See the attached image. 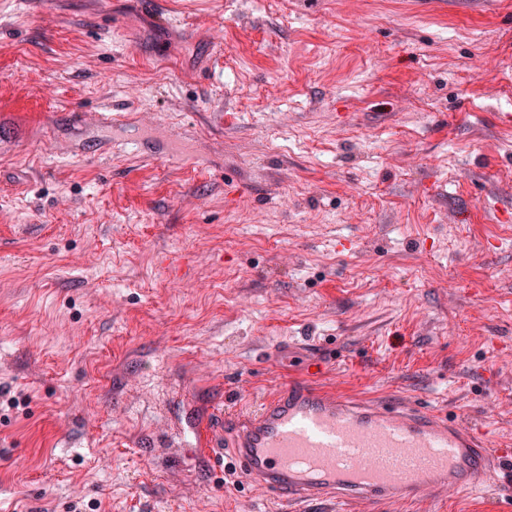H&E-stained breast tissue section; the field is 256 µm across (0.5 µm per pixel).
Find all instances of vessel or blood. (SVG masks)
<instances>
[{
	"instance_id": "obj_1",
	"label": "vessel or blood",
	"mask_w": 512,
	"mask_h": 512,
	"mask_svg": "<svg viewBox=\"0 0 512 512\" xmlns=\"http://www.w3.org/2000/svg\"><path fill=\"white\" fill-rule=\"evenodd\" d=\"M118 127L120 112H78ZM183 447L240 472L267 495L343 502L412 499L494 474L497 451L459 421L407 403L360 400L288 385L246 411L207 406L189 416Z\"/></svg>"
}]
</instances>
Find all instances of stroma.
I'll use <instances>...</instances> for the list:
<instances>
[{
	"label": "stroma",
	"instance_id": "1",
	"mask_svg": "<svg viewBox=\"0 0 512 512\" xmlns=\"http://www.w3.org/2000/svg\"><path fill=\"white\" fill-rule=\"evenodd\" d=\"M108 106L145 152L73 125ZM0 131V512H507L277 502L174 430L413 402L512 493V0H0Z\"/></svg>",
	"mask_w": 512,
	"mask_h": 512
}]
</instances>
